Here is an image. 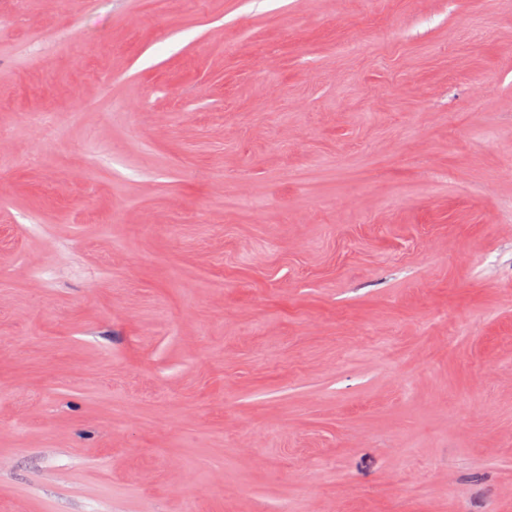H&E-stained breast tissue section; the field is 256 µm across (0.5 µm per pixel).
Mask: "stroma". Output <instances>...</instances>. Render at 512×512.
I'll list each match as a JSON object with an SVG mask.
<instances>
[{
	"label": "stroma",
	"instance_id": "35a3bbf8",
	"mask_svg": "<svg viewBox=\"0 0 512 512\" xmlns=\"http://www.w3.org/2000/svg\"><path fill=\"white\" fill-rule=\"evenodd\" d=\"M0 512H512V0H0Z\"/></svg>",
	"mask_w": 512,
	"mask_h": 512
}]
</instances>
